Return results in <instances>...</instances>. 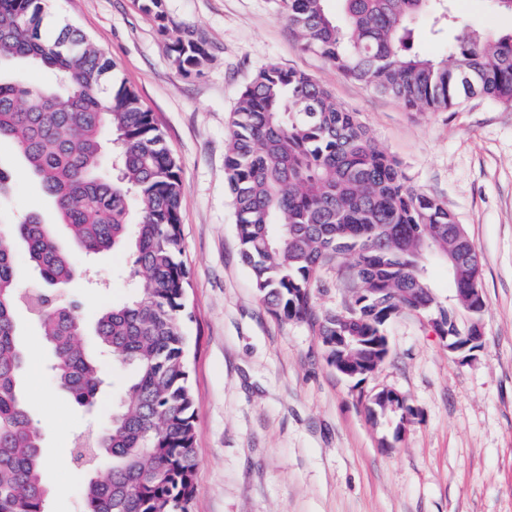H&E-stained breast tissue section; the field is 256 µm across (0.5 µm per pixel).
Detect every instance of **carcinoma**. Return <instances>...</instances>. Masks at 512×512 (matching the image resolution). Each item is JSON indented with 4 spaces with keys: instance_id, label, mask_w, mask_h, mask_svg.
Masks as SVG:
<instances>
[{
    "instance_id": "carcinoma-1",
    "label": "carcinoma",
    "mask_w": 512,
    "mask_h": 512,
    "mask_svg": "<svg viewBox=\"0 0 512 512\" xmlns=\"http://www.w3.org/2000/svg\"><path fill=\"white\" fill-rule=\"evenodd\" d=\"M280 2L303 49L409 110L449 111L474 95L512 107V31L491 41L458 36L441 58L417 47L420 18L437 38L458 24L451 0H342L340 18L328 0ZM46 9L47 0H0V140L15 144L81 252L129 248L136 294L105 309L87 342L77 306L57 295L82 271L56 224L9 219L0 208V512H49L43 432L22 390L21 307L39 321L53 385L77 406H95L103 392V356L131 371L107 422L71 448L83 512H191L196 410L180 326L189 282L179 168L114 64L68 25L47 34ZM140 9L167 32L164 0H140ZM169 51L185 75L202 74L211 57L202 37H177ZM16 62L46 69L53 82L33 86L4 71ZM224 172L261 301L277 317L310 322L341 375L361 381L383 361L385 325L400 312L433 319L439 336L481 324L480 263L463 225L408 184L318 80L276 63L259 69L230 113ZM19 245L37 273L26 288ZM429 246L436 259H457L446 305L421 260ZM332 266L348 296L320 318L314 291Z\"/></svg>"
}]
</instances>
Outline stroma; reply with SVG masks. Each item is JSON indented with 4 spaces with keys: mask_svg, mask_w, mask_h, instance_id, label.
Here are the masks:
<instances>
[{
    "mask_svg": "<svg viewBox=\"0 0 512 512\" xmlns=\"http://www.w3.org/2000/svg\"><path fill=\"white\" fill-rule=\"evenodd\" d=\"M459 30L497 35L512 14L487 0H454ZM169 36H202L211 59L183 75L136 0H50L51 25L81 29L119 80L152 112L185 188L181 208L189 269L182 330L196 395L197 470L192 512H512V108L473 97L444 112L407 111L303 50L275 0H165ZM276 63L304 72L356 113L409 183L441 199L474 241L484 341L473 359L448 352L427 318L403 312L388 326L389 355L362 381L340 376L313 327L273 315L243 263L225 185L229 114L244 86ZM9 212L52 219L37 183L19 174ZM129 258L92 261L64 298L93 320L133 294ZM20 339L36 361L25 376L44 432L50 512H81L74 435L112 407L126 369L108 371L98 406L85 411L48 378L38 320L19 310ZM401 393L414 415L370 419L368 395Z\"/></svg>",
    "mask_w": 512,
    "mask_h": 512,
    "instance_id": "obj_1",
    "label": "stroma"
}]
</instances>
